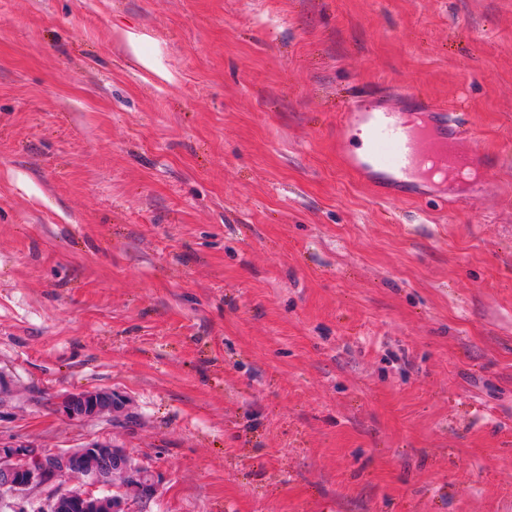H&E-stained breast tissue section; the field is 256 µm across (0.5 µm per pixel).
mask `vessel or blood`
<instances>
[{
	"instance_id": "vessel-or-blood-1",
	"label": "vessel or blood",
	"mask_w": 512,
	"mask_h": 512,
	"mask_svg": "<svg viewBox=\"0 0 512 512\" xmlns=\"http://www.w3.org/2000/svg\"><path fill=\"white\" fill-rule=\"evenodd\" d=\"M430 112V122L416 124L394 105L379 110L356 100L347 106L344 123L367 125L365 154L350 155L349 162L368 178L377 197H390L395 187L440 188L448 171H465L479 162L477 149L460 145V131L448 110L434 105Z\"/></svg>"
}]
</instances>
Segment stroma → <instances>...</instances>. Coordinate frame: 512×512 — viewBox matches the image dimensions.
I'll use <instances>...</instances> for the list:
<instances>
[{
    "mask_svg": "<svg viewBox=\"0 0 512 512\" xmlns=\"http://www.w3.org/2000/svg\"><path fill=\"white\" fill-rule=\"evenodd\" d=\"M400 89L479 199L343 166ZM0 439L127 449L136 512H512V0H0ZM122 400L112 390H75L59 397L54 402L56 413L70 420L97 418L103 414L112 415Z\"/></svg>",
    "mask_w": 512,
    "mask_h": 512,
    "instance_id": "stroma-1",
    "label": "stroma"
}]
</instances>
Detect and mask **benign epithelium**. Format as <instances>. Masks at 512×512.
Masks as SVG:
<instances>
[{
	"label": "benign epithelium",
	"mask_w": 512,
	"mask_h": 512,
	"mask_svg": "<svg viewBox=\"0 0 512 512\" xmlns=\"http://www.w3.org/2000/svg\"><path fill=\"white\" fill-rule=\"evenodd\" d=\"M122 406L106 389L75 390L54 402L56 413L70 420L97 418ZM71 477L86 480L85 488H66ZM122 478L116 493L95 494ZM47 489L36 512H132L131 505L152 500L158 491L154 472L125 449L103 441L80 448H38L22 441H0V504Z\"/></svg>",
	"instance_id": "7a95c632"
}]
</instances>
